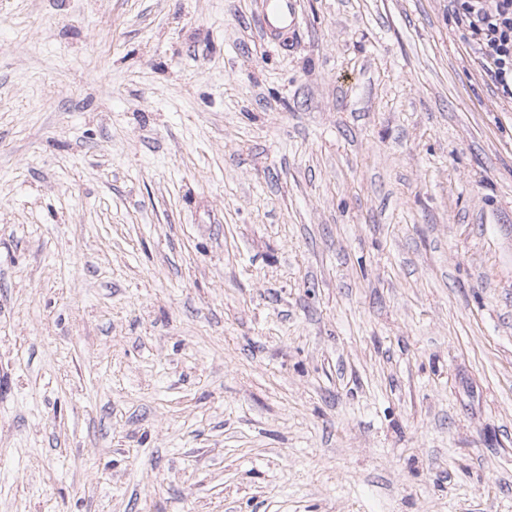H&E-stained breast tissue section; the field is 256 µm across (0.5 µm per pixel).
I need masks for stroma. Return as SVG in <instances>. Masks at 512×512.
I'll return each mask as SVG.
<instances>
[{
	"label": "stroma",
	"instance_id": "obj_1",
	"mask_svg": "<svg viewBox=\"0 0 512 512\" xmlns=\"http://www.w3.org/2000/svg\"><path fill=\"white\" fill-rule=\"evenodd\" d=\"M261 11L0 0V512H512V100Z\"/></svg>",
	"mask_w": 512,
	"mask_h": 512
}]
</instances>
